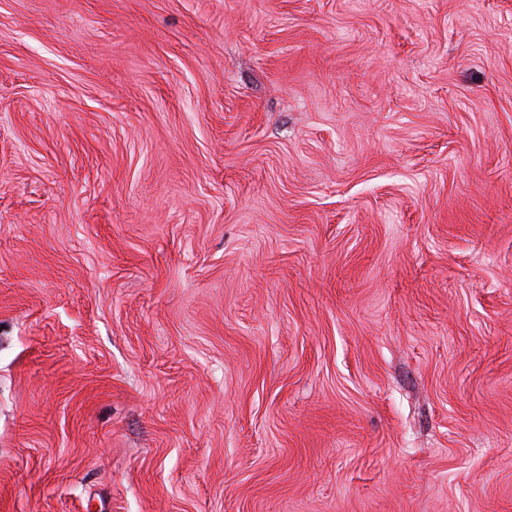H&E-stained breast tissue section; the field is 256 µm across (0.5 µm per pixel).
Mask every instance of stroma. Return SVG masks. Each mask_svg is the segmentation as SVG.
I'll use <instances>...</instances> for the list:
<instances>
[{"mask_svg": "<svg viewBox=\"0 0 512 512\" xmlns=\"http://www.w3.org/2000/svg\"><path fill=\"white\" fill-rule=\"evenodd\" d=\"M0 512H512V0H0Z\"/></svg>", "mask_w": 512, "mask_h": 512, "instance_id": "obj_1", "label": "stroma"}]
</instances>
